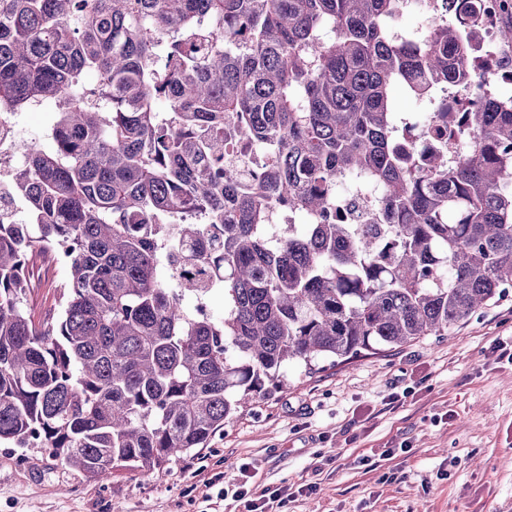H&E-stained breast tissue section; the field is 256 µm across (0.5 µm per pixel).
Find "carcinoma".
<instances>
[{
  "mask_svg": "<svg viewBox=\"0 0 512 512\" xmlns=\"http://www.w3.org/2000/svg\"><path fill=\"white\" fill-rule=\"evenodd\" d=\"M405 2L0 0V109L57 107L15 172L28 223H0V445L151 475L289 366L443 336L506 296L512 96L445 103L475 84L481 0L433 9L415 40L392 29ZM396 87L434 105L431 152L406 142ZM243 141L266 157L246 177L227 156ZM358 175L383 204L342 224ZM283 208L311 223L275 231ZM44 255L70 277L37 320Z\"/></svg>",
  "mask_w": 512,
  "mask_h": 512,
  "instance_id": "obj_1",
  "label": "carcinoma"
}]
</instances>
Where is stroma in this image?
I'll list each match as a JSON object with an SVG mask.
<instances>
[{
	"label": "stroma",
	"mask_w": 512,
	"mask_h": 512,
	"mask_svg": "<svg viewBox=\"0 0 512 512\" xmlns=\"http://www.w3.org/2000/svg\"><path fill=\"white\" fill-rule=\"evenodd\" d=\"M27 307L53 311L69 279L40 259ZM512 295L444 336L313 375L244 408L198 452L148 478L117 468L90 481L41 449L0 447V512H245L218 499L248 464L279 512H512ZM317 484L316 494L300 487Z\"/></svg>",
	"instance_id": "1"
}]
</instances>
